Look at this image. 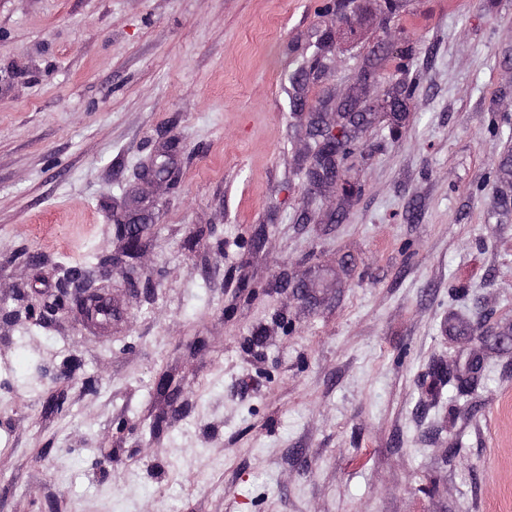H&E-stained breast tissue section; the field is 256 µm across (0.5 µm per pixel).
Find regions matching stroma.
<instances>
[{"mask_svg": "<svg viewBox=\"0 0 512 512\" xmlns=\"http://www.w3.org/2000/svg\"><path fill=\"white\" fill-rule=\"evenodd\" d=\"M511 156L512 0H0V512H512ZM313 123L316 127L315 136L317 139L316 151L313 163L309 169V176L312 180L336 179L339 172V162L344 160L345 149H340L338 141H344L341 136L332 132H326L319 125V112L313 114ZM149 218L143 213L132 212L124 219L117 221L120 225L121 237L124 240V252L126 254H135L143 246V236Z\"/></svg>", "mask_w": 512, "mask_h": 512, "instance_id": "obj_1", "label": "stroma"}]
</instances>
